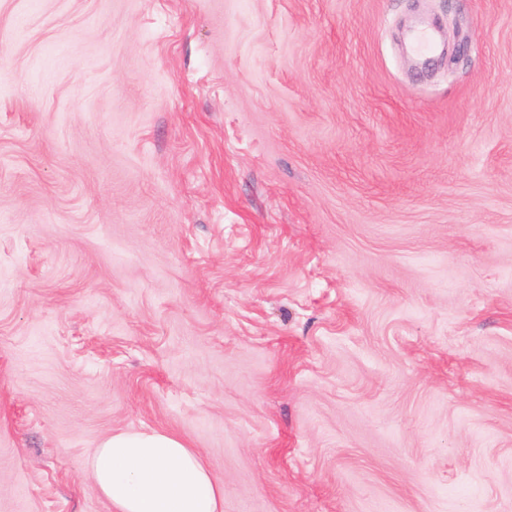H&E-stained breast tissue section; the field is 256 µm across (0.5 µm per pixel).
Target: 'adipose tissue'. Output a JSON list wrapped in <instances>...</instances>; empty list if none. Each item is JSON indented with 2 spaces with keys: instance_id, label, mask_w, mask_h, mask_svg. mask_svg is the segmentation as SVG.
<instances>
[{
  "instance_id": "adipose-tissue-1",
  "label": "adipose tissue",
  "mask_w": 512,
  "mask_h": 512,
  "mask_svg": "<svg viewBox=\"0 0 512 512\" xmlns=\"http://www.w3.org/2000/svg\"><path fill=\"white\" fill-rule=\"evenodd\" d=\"M89 470L115 512H223L224 488L201 456L167 432H118Z\"/></svg>"
}]
</instances>
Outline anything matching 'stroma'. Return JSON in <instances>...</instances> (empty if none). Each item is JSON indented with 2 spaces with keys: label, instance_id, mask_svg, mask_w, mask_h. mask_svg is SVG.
Returning a JSON list of instances; mask_svg holds the SVG:
<instances>
[{
  "label": "stroma",
  "instance_id": "stroma-1",
  "mask_svg": "<svg viewBox=\"0 0 512 512\" xmlns=\"http://www.w3.org/2000/svg\"><path fill=\"white\" fill-rule=\"evenodd\" d=\"M0 45V512H114L150 430L224 512H512V0H0Z\"/></svg>",
  "mask_w": 512,
  "mask_h": 512
}]
</instances>
